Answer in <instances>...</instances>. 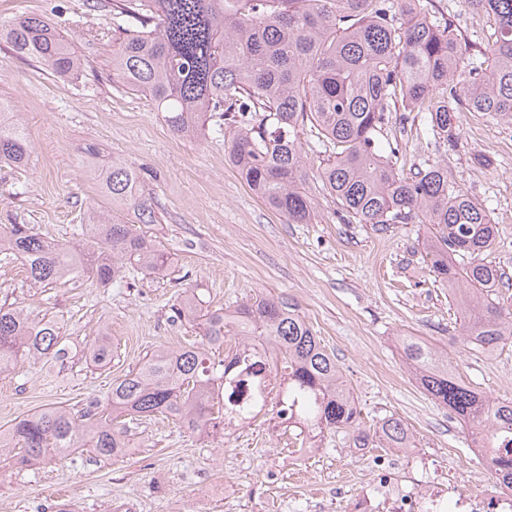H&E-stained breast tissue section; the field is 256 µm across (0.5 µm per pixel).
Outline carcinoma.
<instances>
[{
  "mask_svg": "<svg viewBox=\"0 0 512 512\" xmlns=\"http://www.w3.org/2000/svg\"><path fill=\"white\" fill-rule=\"evenodd\" d=\"M434 0H113L112 78L149 97L175 134L206 136L232 128L229 162L254 193L290 224H311L310 182L336 205L344 224H420L429 271L455 296L464 340L482 353L512 342V308L501 287L506 273L492 259L497 230L484 206L433 161L398 167L399 143L383 141L398 118L424 112L438 139L458 141L460 111L512 123V0H465L493 21L487 43L468 40L454 21L437 16ZM0 39L22 58L59 75L81 67L66 39L39 16L0 22ZM310 126L327 153L312 170L301 134ZM24 124L0 97V162L28 164ZM105 190L112 210L129 207L154 222L139 194V175L114 159ZM80 225L91 245L47 240L28 224L0 233V255L22 264L34 285L54 286L88 276L102 287L123 266L161 279L168 256L134 224L90 208ZM175 319L197 326L201 342L160 347L112 382L103 402L76 420L63 408L17 418L0 432V448L16 464L63 461L88 443L100 460L125 455L128 428L118 418L161 415L194 432L224 431V387L232 377L264 372L259 360L220 357L228 333L256 350L281 355L274 373L287 380L272 403L299 433L359 425L360 410L336 360L321 346L296 304L267 295L229 311L210 310L187 289ZM406 363L432 399L474 429V446L496 452L512 437V401L492 402L465 385L428 343L406 336ZM98 365L112 359V338L101 332L87 349ZM69 355L58 323L0 307V374L23 358L53 363ZM385 448L408 447L404 423L384 419L374 432ZM499 487L512 489V449L493 457Z\"/></svg>",
  "mask_w": 512,
  "mask_h": 512,
  "instance_id": "cac0c4a2",
  "label": "carcinoma"
}]
</instances>
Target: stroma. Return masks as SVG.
Listing matches in <instances>:
<instances>
[{
	"label": "stroma",
	"mask_w": 512,
	"mask_h": 512,
	"mask_svg": "<svg viewBox=\"0 0 512 512\" xmlns=\"http://www.w3.org/2000/svg\"><path fill=\"white\" fill-rule=\"evenodd\" d=\"M435 4L464 37L488 40V18L463 0ZM18 15L47 20L82 68L58 76L0 40V97L22 113L30 146L25 168L0 165V230L29 224L49 240H79L87 208L112 206L88 171L118 157L141 174V194L155 213L142 230L168 253L171 269L119 287L81 278L50 289L31 285L20 263L1 261L0 306L61 320L70 355L58 364L30 359L0 375V430L47 407L81 415L147 353L198 341L197 328L173 318L187 288L214 309L249 296H288L335 354L361 423L325 434L305 457L294 429L267 413L224 435L146 419L131 431V452L115 461L83 453L21 471L0 453V512H55L59 503L70 512H343L372 485L381 454L358 447L356 436L391 416L408 426L414 448L391 460L407 488L446 473L458 491L500 495L470 426L416 383L400 341L414 336L433 345L466 385L493 401H512V342L492 355L464 343L448 288L429 270L419 225L341 223L318 191L316 221L288 223L231 166L222 135L176 136L149 97L113 82L109 8L96 0H0V20ZM457 128L455 148L435 145L425 113H411L402 160L447 164L496 224L503 247L494 258L512 275V124L461 112ZM103 330L112 361L101 367L83 349Z\"/></svg>",
	"instance_id": "1"
}]
</instances>
